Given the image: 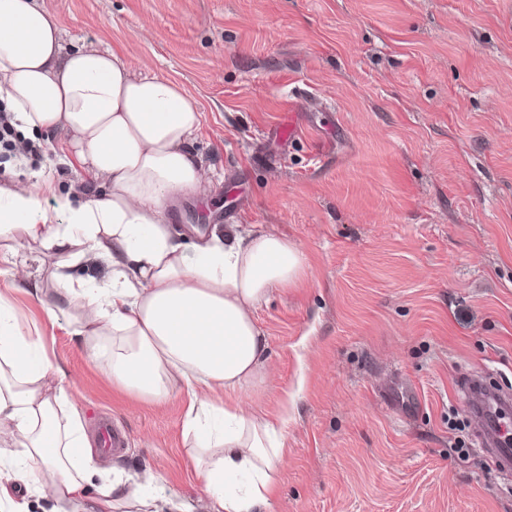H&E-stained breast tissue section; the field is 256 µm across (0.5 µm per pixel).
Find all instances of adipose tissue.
Here are the masks:
<instances>
[{
    "label": "adipose tissue",
    "mask_w": 512,
    "mask_h": 512,
    "mask_svg": "<svg viewBox=\"0 0 512 512\" xmlns=\"http://www.w3.org/2000/svg\"><path fill=\"white\" fill-rule=\"evenodd\" d=\"M0 106L27 134L64 135L65 152L102 184L55 192L41 172L0 187V237L110 269L102 281L55 270L46 318H71L87 359L120 391L149 402L187 396L183 437L211 512H267L288 416L257 413L243 395L273 375L255 312L296 283L304 253L272 231L177 232L171 204L208 179L191 151L197 106L117 52L65 49L40 0H0ZM62 378L38 326L0 296V467L20 478L48 471L37 492L57 502L126 512L142 497L119 478L92 485L91 442Z\"/></svg>",
    "instance_id": "adipose-tissue-1"
}]
</instances>
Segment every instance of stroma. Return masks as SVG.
Returning a JSON list of instances; mask_svg holds the SVG:
<instances>
[{"label":"stroma","instance_id":"stroma-1","mask_svg":"<svg viewBox=\"0 0 512 512\" xmlns=\"http://www.w3.org/2000/svg\"><path fill=\"white\" fill-rule=\"evenodd\" d=\"M66 40L119 51L176 81L201 113L192 150L212 178L180 197L177 231L272 230L304 252L296 285L256 311L275 378L246 394L287 412L269 512H512V471L472 428L458 375L512 391V0H42ZM292 125L291 137L280 134ZM0 166V185L53 170ZM0 294L65 370L88 437L109 415L120 454L95 481L140 482L154 512H208L182 436L185 400L129 398L49 322L62 255L24 242Z\"/></svg>","mask_w":512,"mask_h":512}]
</instances>
